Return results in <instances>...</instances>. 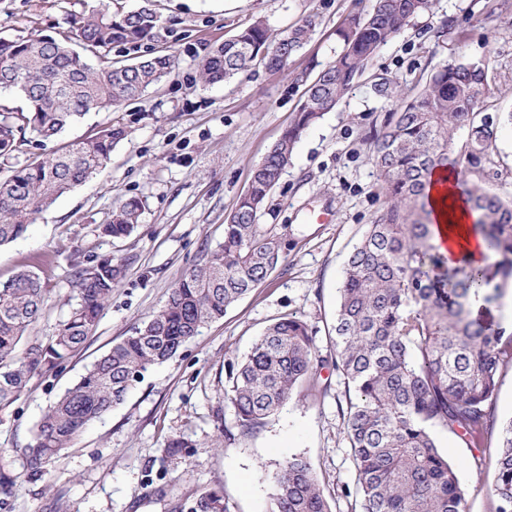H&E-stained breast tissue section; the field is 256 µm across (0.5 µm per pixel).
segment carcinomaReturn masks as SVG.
Returning a JSON list of instances; mask_svg holds the SVG:
<instances>
[{
  "label": "carcinoma",
  "instance_id": "cac0c4a2",
  "mask_svg": "<svg viewBox=\"0 0 512 512\" xmlns=\"http://www.w3.org/2000/svg\"><path fill=\"white\" fill-rule=\"evenodd\" d=\"M431 0H375L371 12L348 16L336 29L340 50L311 77L293 73L306 86L291 125L253 169L248 190L225 218L224 241L174 282L166 303L114 343L80 379L51 403L37 422L28 468L45 474V463L71 447L86 426L124 403L144 374L174 358L181 348L226 309L264 281L282 261L288 225L257 223L258 213L290 164L306 129L355 85L370 59L428 10ZM70 34L60 37H0V91L19 96L23 106L0 104V160H15L0 178V246L16 241L35 217L59 197L107 165L126 135L111 126L95 136L67 143L45 157L18 160L31 132L50 140L91 110L107 109L140 96L174 66L156 46L161 23L150 4L131 11L107 7L72 15ZM317 27L308 16L274 38L255 21L204 56L203 84L231 82L260 63L272 70L310 42ZM150 47L136 61H86L114 45ZM488 60L445 61L429 74L421 94L405 100L398 86L382 78L374 92L396 98L372 145V160L387 206L368 225L346 262L329 339L335 353L323 356L301 319L287 315L268 326L251 351L232 364L224 396L236 426L251 434L304 388L321 396L330 384L325 369L345 385L341 410L354 468L356 497L351 512H465L466 492L454 465L436 444L434 431H447L483 454L496 445L492 483L495 512H512V417L496 414L503 367L512 365V331L492 329L473 315L476 299L487 303L501 293L488 267L451 261L433 242L428 187L434 171L451 169L469 210L486 260L512 274V198L505 199L469 179L482 162L497 129L476 123L489 97ZM469 128L456 145L455 134ZM142 204L126 200L102 226L122 239L137 228ZM128 257H106L76 274V302L50 342L26 338L44 310L47 296L39 276L21 268L0 281V411L11 407L36 375L60 367L85 343L119 287ZM190 443L167 441L161 463L176 459ZM16 478L0 469V503L15 494ZM153 494L169 500L168 512H231L224 489L194 488L180 496L173 484ZM271 512H332L307 459L280 465Z\"/></svg>",
  "mask_w": 512,
  "mask_h": 512
}]
</instances>
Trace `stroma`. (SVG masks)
Segmentation results:
<instances>
[{
  "instance_id": "stroma-1",
  "label": "stroma",
  "mask_w": 512,
  "mask_h": 512,
  "mask_svg": "<svg viewBox=\"0 0 512 512\" xmlns=\"http://www.w3.org/2000/svg\"><path fill=\"white\" fill-rule=\"evenodd\" d=\"M99 1L0 0V36L68 31L70 15ZM486 2L432 0L429 10L380 49L350 93L303 135L259 214V223L288 227L281 265L176 358L146 373L123 404L91 422L35 481L27 457L46 407L164 305L181 273L223 240L224 218L247 190L254 165L298 109L302 92L292 85L293 72L330 61L340 23L372 6V0H153L165 29L163 45L175 57L170 75L138 100L87 112L58 138L33 139L23 148L24 157L45 156L111 125L128 132L93 178L39 214L23 237L0 247V279L26 264L47 290V306L29 336H55L79 269L108 256H127L131 263L83 346L62 367L33 377L21 398L0 412V466L18 478L14 497L0 504V512H165L151 489L169 480L179 493L223 487L232 512H269L273 476L295 455L311 463L333 512H351L353 464L337 407L342 380L329 375L324 399L293 396L259 431L244 436L224 398L229 367L266 326L287 314L315 333L321 355L333 354L328 327L345 263L384 207L370 144L395 103L374 92L379 79L396 82L412 97L439 62L490 59L491 96L480 115L496 125L497 138L488 153L492 175L483 184L512 197V126L502 121L512 111V0L493 26L483 21ZM310 15L318 22L313 39L286 69L256 66L232 83L202 84L206 48L257 19L279 36ZM130 198L142 203L135 232L124 239L104 236L101 225ZM324 211L332 212V223L316 222ZM222 429L230 439L211 447ZM173 437L190 446L168 474L160 459ZM436 440L456 467L467 512H495V451L478 462L455 435L440 431Z\"/></svg>"
}]
</instances>
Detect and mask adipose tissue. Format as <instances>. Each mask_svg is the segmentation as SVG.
<instances>
[{
  "instance_id": "ef3b65f1",
  "label": "adipose tissue",
  "mask_w": 512,
  "mask_h": 512,
  "mask_svg": "<svg viewBox=\"0 0 512 512\" xmlns=\"http://www.w3.org/2000/svg\"><path fill=\"white\" fill-rule=\"evenodd\" d=\"M455 184L456 178L449 171H436L431 178L429 202L436 224L435 241L443 245L449 257H463L480 265L484 248L472 231L478 215L469 211Z\"/></svg>"
}]
</instances>
